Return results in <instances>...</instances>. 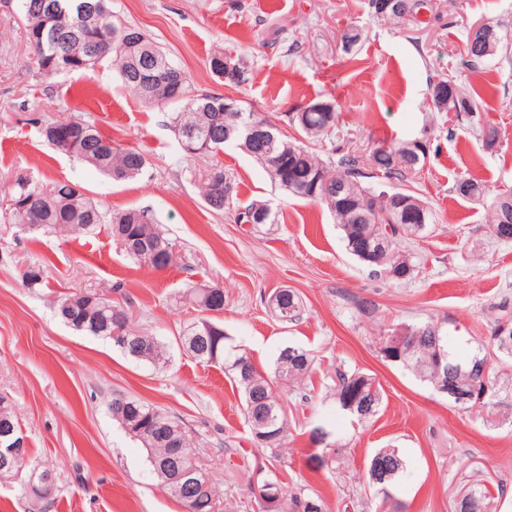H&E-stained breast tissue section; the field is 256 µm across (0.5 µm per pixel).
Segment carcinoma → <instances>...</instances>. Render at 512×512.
Wrapping results in <instances>:
<instances>
[{
	"mask_svg": "<svg viewBox=\"0 0 512 512\" xmlns=\"http://www.w3.org/2000/svg\"><path fill=\"white\" fill-rule=\"evenodd\" d=\"M29 47L41 73L49 78L61 74L85 72L110 58L118 65L120 76L127 87L147 106L175 105L179 110L172 117L173 128L180 140L195 137L194 149L189 155L210 156L214 162L205 170L203 184L209 205L220 211L234 200L233 185L224 174V167L215 157L224 147L234 145L260 163L271 180L295 197L318 201L328 208L342 231L346 250L374 272L395 281L413 277L416 264L413 256L401 249L400 237L422 231L420 224L390 218L380 200L383 192L365 185L364 180L381 178L403 183L408 176H416L424 162L413 157L426 156V149L418 141L392 143L380 140L366 157L347 153L333 167L320 159L301 139L289 136L280 127L255 112H244L240 106L224 108L226 97L201 94L192 98L186 92L185 72L139 28L114 18L110 0H18ZM372 16L390 19L401 24L419 23L420 10L428 8L426 0H368ZM497 42L488 55L469 52L464 42L466 63L474 70L486 57L508 52L507 36L501 26L487 22ZM52 30L65 33L66 41L49 45L47 35ZM94 47L89 55L79 42ZM211 73L224 85L235 89L247 81V61L240 55L219 50L208 62ZM483 95L472 85L462 89L451 74L440 77L431 85L432 106L440 112L455 116H473L479 111ZM336 113H306L301 111L291 119L293 128L314 142L335 127ZM260 126L265 134L258 150L249 142V130ZM44 136L60 153L76 156L82 161L120 181L137 177L146 169L148 161L138 150L113 146L96 125L79 119H60L47 124ZM343 186L336 194V186ZM18 190L11 197L9 212L16 224L32 227L40 225L45 233L92 232L99 225L110 223V233L131 259L153 267L157 263L150 253L166 251L164 266L174 261L168 240L156 225L148 209L130 210L106 219V212L85 193H73L68 182L58 181L44 188L29 181L17 182ZM456 192L464 198L482 201L487 196L484 183L464 179L456 183ZM492 226L503 223L512 229V192L499 194L491 202ZM384 242L386 250L372 260H363L358 249L366 242ZM182 299L197 306L199 311H224V289L203 285L187 289ZM57 313L73 329L86 335L112 339L117 329L128 339L127 345H118L126 356L162 368L168 362L165 345L156 337L131 326L129 312L112 303L105 294L95 292L62 293L56 300ZM268 306L279 321L293 322L302 312L300 297L288 289L274 291ZM502 315L496 318L486 344L467 357L458 356L449 345L448 333L437 321L407 326V339L399 340L400 331L394 330L381 337L379 353L385 360L401 365L421 381L439 390L443 385L466 392L478 385L486 392L483 400H474L467 409L482 408L492 415L500 405L502 393L512 395V375L508 359H512V315L507 304L501 305ZM207 317L198 318L183 327L179 341L183 349L202 363L216 362L224 368V375L233 383L244 399V414L255 441L281 458L288 431L286 410L281 396L269 380L257 369L251 358L225 344L221 327L216 335L203 339ZM502 362L503 371L494 374L491 362ZM313 358L300 346L283 348L275 362V376L295 382L312 368ZM351 394L359 396L349 414L363 423L373 418L383 405V393L375 379L359 371L336 370L323 401L336 411H346V400ZM112 419L146 449L154 473L170 493L188 508V512H211L216 487L210 475L198 463L191 438L182 422L166 409L129 396L124 406L110 403ZM6 427L21 436V424L13 411L8 396L0 393V428ZM405 471V462L398 449L391 446L378 449L372 456L368 475L386 476L380 491L399 480ZM35 480L56 478L49 468H29L28 448H23L17 459H0V478L9 479L20 491L33 500L45 499L27 486L30 476ZM275 494V499H263L268 512H326L322 496L300 485L287 495L284 483L277 473L262 477ZM491 497L482 487L468 488L455 502V512H488Z\"/></svg>",
	"mask_w": 512,
	"mask_h": 512,
	"instance_id": "1",
	"label": "carcinoma"
}]
</instances>
